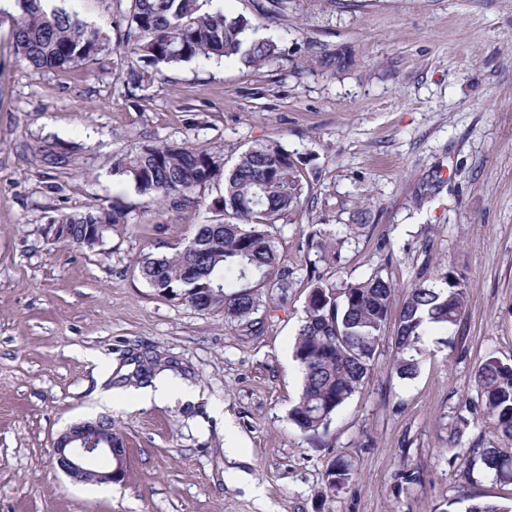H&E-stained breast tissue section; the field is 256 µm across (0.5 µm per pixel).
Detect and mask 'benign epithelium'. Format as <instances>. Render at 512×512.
Here are the masks:
<instances>
[{"label":"benign epithelium","mask_w":512,"mask_h":512,"mask_svg":"<svg viewBox=\"0 0 512 512\" xmlns=\"http://www.w3.org/2000/svg\"><path fill=\"white\" fill-rule=\"evenodd\" d=\"M103 426L98 420L71 425L54 441V459L58 468L72 480L80 483H116L125 475L126 450L112 447V430L102 436ZM106 438V446H97Z\"/></svg>","instance_id":"obj_1"}]
</instances>
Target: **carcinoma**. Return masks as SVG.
<instances>
[{
	"instance_id": "carcinoma-1",
	"label": "carcinoma",
	"mask_w": 512,
	"mask_h": 512,
	"mask_svg": "<svg viewBox=\"0 0 512 512\" xmlns=\"http://www.w3.org/2000/svg\"><path fill=\"white\" fill-rule=\"evenodd\" d=\"M123 42L136 58L123 73L127 85L140 88L163 67L196 60H233L257 69L282 57L272 37L256 39L248 19L230 16L214 0H129ZM261 16L288 12L290 0H251ZM0 14L12 18L15 49L32 67L67 70L99 60L105 52L101 31L78 11L66 10L52 0H11ZM42 160L65 166L72 154L46 145ZM118 172L150 202L178 206L198 205L199 191L220 180L224 196L212 208L224 216L203 224L194 237L171 254H144L136 266L158 294L178 299L199 310L222 309L224 318L251 329L267 304L269 290L285 294L295 271L281 264L272 229L297 212L308 197L309 184L292 154L277 144L252 146L229 169L218 151L145 144L132 150ZM57 224L72 225L69 245L84 243L82 225L124 223L115 207L65 214ZM396 286L376 272L355 283L336 285L315 280L305 305L293 356L302 373L298 400L289 421L303 434L327 432L337 412L355 394L370 371L383 340ZM467 294L448 275L441 288L423 284L406 289L398 316L396 355L391 370L401 379L412 378L417 362L411 355L431 328L446 329L461 323ZM166 370L155 356L138 365L139 383ZM474 383L485 418L512 441V363L495 356L475 370ZM494 479L512 484V453L499 448H475Z\"/></svg>"
}]
</instances>
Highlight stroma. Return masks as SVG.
<instances>
[{
    "mask_svg": "<svg viewBox=\"0 0 512 512\" xmlns=\"http://www.w3.org/2000/svg\"><path fill=\"white\" fill-rule=\"evenodd\" d=\"M245 15L282 57L244 70L232 60L162 69L134 89L122 42L128 0H75L108 38L100 61L44 71L15 51L0 19V512H465L469 496L506 504L512 486L472 449L501 446L473 375L487 356L512 360V0H291ZM54 141L73 162L53 168ZM294 154L309 183L279 224L276 247L296 277L272 297L257 332L160 296L136 257L169 254L212 223L203 205L147 203L116 165L135 147L222 150L259 144ZM118 206L123 224L89 250L47 239L55 218ZM382 271L398 289L452 275L468 303L460 326L430 330L418 371L391 370L393 331L328 433L288 421L302 375L293 344L311 282ZM173 360L190 400L107 406L129 354ZM106 417L126 444L123 482L77 483L53 442ZM469 428L456 447L458 418ZM240 441L241 457L225 455ZM352 465L326 486L336 459Z\"/></svg>",
    "mask_w": 512,
    "mask_h": 512,
    "instance_id": "1",
    "label": "stroma"
}]
</instances>
